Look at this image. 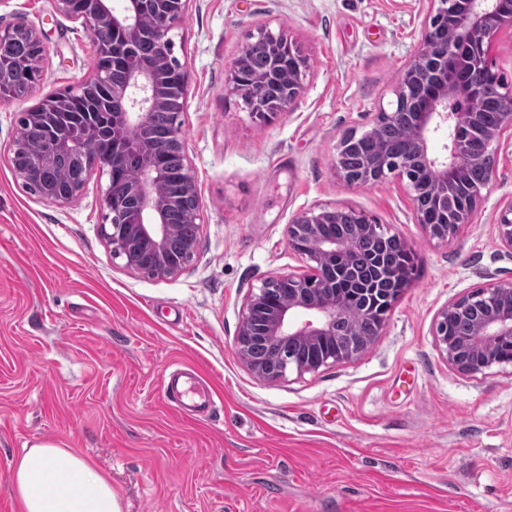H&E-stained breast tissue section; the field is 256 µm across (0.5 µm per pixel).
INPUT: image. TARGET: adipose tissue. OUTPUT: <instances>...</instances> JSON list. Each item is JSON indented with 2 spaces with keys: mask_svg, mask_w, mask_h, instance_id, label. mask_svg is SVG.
Here are the masks:
<instances>
[{
  "mask_svg": "<svg viewBox=\"0 0 512 512\" xmlns=\"http://www.w3.org/2000/svg\"><path fill=\"white\" fill-rule=\"evenodd\" d=\"M11 469L19 512H122L111 478L62 444H32Z\"/></svg>",
  "mask_w": 512,
  "mask_h": 512,
  "instance_id": "ef3b65f1",
  "label": "adipose tissue"
}]
</instances>
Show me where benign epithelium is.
<instances>
[{
    "label": "benign epithelium",
    "mask_w": 512,
    "mask_h": 512,
    "mask_svg": "<svg viewBox=\"0 0 512 512\" xmlns=\"http://www.w3.org/2000/svg\"><path fill=\"white\" fill-rule=\"evenodd\" d=\"M501 2L462 0L459 9L450 11L448 0H430L431 11L421 32L420 47L400 76L391 108H383L379 113L383 119L399 110L415 113V120L403 127L405 148L399 160L382 153L371 160L365 173L352 174L344 165L343 149L345 143L352 142L353 135L342 137L336 147V175L348 186H373L381 182L389 171L401 173L408 181L416 220L431 240L448 242L470 223L481 204V191H471L464 207L451 212L448 211V194L463 184L467 168L479 163L493 145L499 143L504 132L512 129V94L500 98L499 120L493 127L482 126L472 112L448 109V104L462 101L476 90L477 84L463 79V76L481 73L484 56L479 49H487L504 25H512L511 11L500 13L495 23L489 21L493 5ZM56 3L61 13L81 21L89 31L95 54L99 57L104 50L102 34L108 29L122 34L130 50L148 36L160 49L172 45L174 22L169 17H181L188 0H124L119 9L112 5V0H88L89 7L83 11L73 9L74 0H56ZM147 13L160 16L163 21L147 28L142 24V17ZM253 53L266 56L261 78L280 89L273 99L260 101L253 94L255 75L248 72L249 57ZM41 59L39 55L21 67L0 63V80L15 78L21 70L39 71ZM119 70L124 74L119 86L123 106L110 114L112 158L85 151L84 141L97 132L92 122L84 126L80 135L59 134L47 142L36 139L33 149L42 164L52 163L58 155L72 154L83 163L88 173L98 171L106 175L104 203L107 208L117 204L125 192L132 193L137 199L134 207L112 211V223L121 225V229L110 233L106 225H101L112 257L123 259L127 270L143 274L145 270L137 260L147 256L152 261L153 276L174 278L193 259L197 240L184 241V259L175 260L170 252V243L179 236L180 226L170 223L168 215L181 199L184 201L183 221L187 224L200 223L197 182L192 163L185 155L178 195L164 193L163 147L146 142L142 132L148 126L152 112L174 105L183 107L187 95V74L183 73L179 80L173 81L165 71L133 55L120 65ZM307 70L306 57L286 36L262 28L230 65L226 83L247 104L250 116L264 122L303 97ZM74 94L76 91L68 89L49 97L23 113L21 122L35 133H43L49 127L67 122V113L60 111V103ZM462 130L480 139L484 153L467 155V149L458 139ZM442 131L447 132V142L443 144V153L434 155L430 141ZM125 152H135L141 158L137 177L129 185L122 179L123 173L118 164V155ZM81 190L80 185L61 187L40 194V198L69 203ZM353 214L355 210L349 207L323 208L317 212L306 210L298 213L288 224V247L305 257L311 265L302 272L267 278L246 298L235 350L256 378L272 382L283 378L291 367L302 373L316 371L328 364L349 362L365 353L382 335L383 320L372 337L327 350L328 344L336 342V324L349 314L341 280L354 258L345 251L341 242L324 235L323 226L339 224ZM355 231L357 240L361 242L379 233L380 226L365 215L355 225ZM498 232L502 245L512 255V201L501 210ZM279 280L291 284V294L282 301L274 300L269 294V285ZM501 294L512 295L511 281L496 282L469 291L439 310L434 336L452 370L474 376L506 363L500 349L504 343H512V307L506 309L494 305V299ZM477 300L486 302L487 306L478 311L471 321L466 340L461 343L448 337V321ZM255 343L271 346L290 343L303 347L310 354L283 358L279 364H269L252 356L250 347Z\"/></svg>",
    "instance_id": "benign-epithelium-1"
}]
</instances>
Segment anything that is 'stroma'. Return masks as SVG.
Segmentation results:
<instances>
[{
    "instance_id": "stroma-1",
    "label": "stroma",
    "mask_w": 512,
    "mask_h": 512,
    "mask_svg": "<svg viewBox=\"0 0 512 512\" xmlns=\"http://www.w3.org/2000/svg\"><path fill=\"white\" fill-rule=\"evenodd\" d=\"M429 0H189L172 31L188 73L178 117L197 178L196 253L177 277L132 274L100 234L107 179L61 204L29 193L8 150L25 110L78 86L96 56L55 0H8L0 27L43 38L39 79L0 95V512H18L12 459L37 442L90 457L122 512H512V364L465 376L436 346V315L512 280L497 220L512 201L504 134L484 201L460 235L428 240L405 179L339 181L336 146L394 99ZM309 61L306 91L267 123L225 87L260 27ZM347 206L412 247L416 272L360 358L258 380L234 341L252 288L306 261L288 247L299 212ZM216 394L189 420L163 397L174 366Z\"/></svg>"
}]
</instances>
